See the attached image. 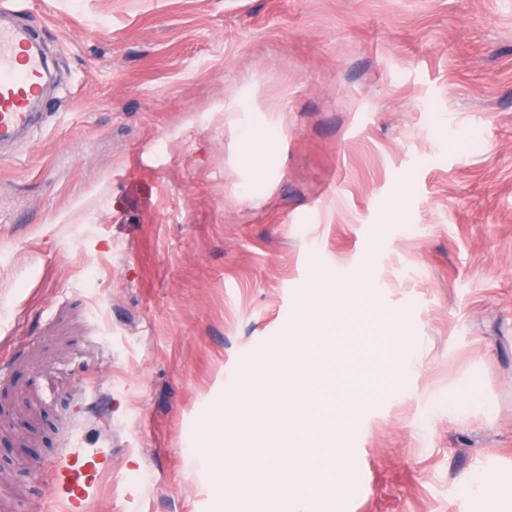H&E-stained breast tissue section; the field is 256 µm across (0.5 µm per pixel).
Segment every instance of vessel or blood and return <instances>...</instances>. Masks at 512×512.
<instances>
[{
  "mask_svg": "<svg viewBox=\"0 0 512 512\" xmlns=\"http://www.w3.org/2000/svg\"><path fill=\"white\" fill-rule=\"evenodd\" d=\"M13 0H0V150L32 134L34 104L47 81V62L36 49L29 27L12 22ZM112 462V450L97 442L75 441L55 467L51 483L64 512H82L97 489V477Z\"/></svg>",
  "mask_w": 512,
  "mask_h": 512,
  "instance_id": "1",
  "label": "vessel or blood"
}]
</instances>
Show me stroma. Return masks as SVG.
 Segmentation results:
<instances>
[{
  "instance_id": "35a3bbf8",
  "label": "stroma",
  "mask_w": 512,
  "mask_h": 512,
  "mask_svg": "<svg viewBox=\"0 0 512 512\" xmlns=\"http://www.w3.org/2000/svg\"><path fill=\"white\" fill-rule=\"evenodd\" d=\"M18 21L54 84L0 160V512H58L80 434L112 448L85 512H288L212 487L263 455L306 299L340 401L366 395L345 502L316 512H497L461 480L512 486V0H28ZM252 364L277 387L245 423ZM461 391L486 411L450 413ZM389 331L391 336V350L394 365L396 367L395 373L390 381V388L392 390H399V384L401 379V373L404 367L407 366L406 359L400 353L399 347L409 337L404 336V325L400 314H395L389 323Z\"/></svg>"
}]
</instances>
